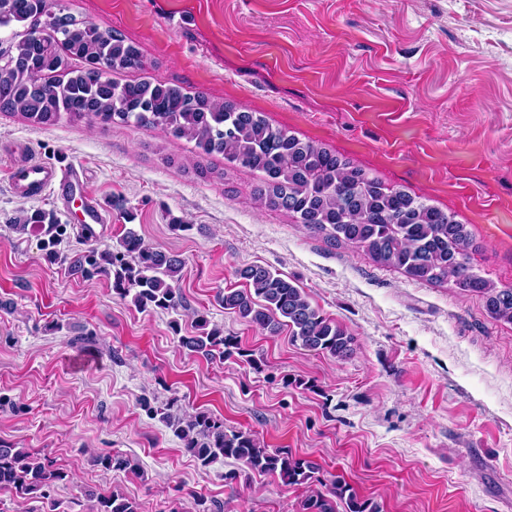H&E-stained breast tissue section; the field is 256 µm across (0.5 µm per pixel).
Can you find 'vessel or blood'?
I'll use <instances>...</instances> for the list:
<instances>
[{"mask_svg":"<svg viewBox=\"0 0 512 512\" xmlns=\"http://www.w3.org/2000/svg\"><path fill=\"white\" fill-rule=\"evenodd\" d=\"M9 177L12 191L19 197L30 198L49 191L65 202L78 204L81 223L91 226L107 221L105 210L89 192L77 168L31 160L12 167Z\"/></svg>","mask_w":512,"mask_h":512,"instance_id":"obj_1","label":"vessel or blood"}]
</instances>
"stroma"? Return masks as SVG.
<instances>
[{
    "mask_svg": "<svg viewBox=\"0 0 512 512\" xmlns=\"http://www.w3.org/2000/svg\"><path fill=\"white\" fill-rule=\"evenodd\" d=\"M76 19L135 42L148 79L264 113L386 185L472 225L470 263L512 287V0H56ZM82 168L111 222L184 260L177 311L137 308L111 279L48 262L41 234L14 231L41 210L86 243L63 204L17 197L11 162ZM259 173L196 153L159 129L62 120L40 128L0 111V442L69 475L60 512H89L91 487L138 512H299L306 488L267 475L228 484L231 459L201 466L156 415L177 401L342 476L382 512H512V324L476 293L431 286L330 245L283 211L257 206ZM261 264L302 288L355 339L336 361L225 309ZM253 361L182 348L197 316ZM119 453L137 472L91 458Z\"/></svg>",
    "mask_w": 512,
    "mask_h": 512,
    "instance_id": "35a3bbf8",
    "label": "stroma"
}]
</instances>
